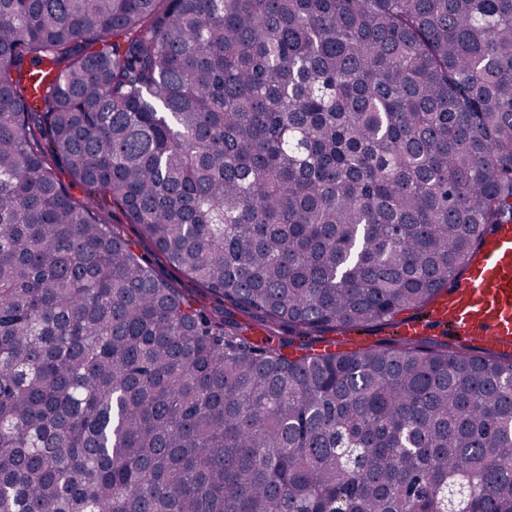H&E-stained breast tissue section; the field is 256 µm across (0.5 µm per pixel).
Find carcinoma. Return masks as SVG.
Instances as JSON below:
<instances>
[{"label": "carcinoma", "mask_w": 512, "mask_h": 512, "mask_svg": "<svg viewBox=\"0 0 512 512\" xmlns=\"http://www.w3.org/2000/svg\"><path fill=\"white\" fill-rule=\"evenodd\" d=\"M62 168L266 333L386 324L512 224V0H0V512H512V353L251 342ZM95 206L105 215L112 229L126 238L136 254L147 262L155 275L171 288H178L187 295L197 307L207 310L216 316L227 318L228 309L221 298L201 288L182 270L170 266L158 253L154 245L140 233L138 224H130L122 211L111 203H103L98 196H91ZM224 309L226 312H224Z\"/></svg>", "instance_id": "carcinoma-1"}]
</instances>
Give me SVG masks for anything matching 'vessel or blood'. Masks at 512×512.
Here are the masks:
<instances>
[{
    "instance_id": "b4317fda",
    "label": "vessel or blood",
    "mask_w": 512,
    "mask_h": 512,
    "mask_svg": "<svg viewBox=\"0 0 512 512\" xmlns=\"http://www.w3.org/2000/svg\"><path fill=\"white\" fill-rule=\"evenodd\" d=\"M433 317L454 335L512 352V224L470 259L464 284L438 300Z\"/></svg>"
}]
</instances>
